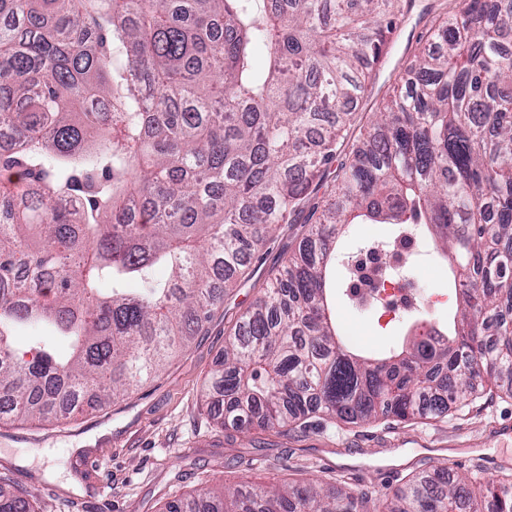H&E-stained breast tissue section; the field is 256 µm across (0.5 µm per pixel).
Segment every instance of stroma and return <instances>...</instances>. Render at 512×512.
<instances>
[{
  "label": "stroma",
  "mask_w": 512,
  "mask_h": 512,
  "mask_svg": "<svg viewBox=\"0 0 512 512\" xmlns=\"http://www.w3.org/2000/svg\"><path fill=\"white\" fill-rule=\"evenodd\" d=\"M441 0H414L397 19V37L384 67L355 110L367 124L417 52L419 39L439 13ZM283 224L272 232L212 321L190 348L175 355L153 380L109 406L84 408L59 426L0 422V481L16 485L36 512H160L172 499L200 487L263 485L344 475L353 491L392 493L405 477L447 466L458 471L512 472V436L494 428L512 422V398L485 396L438 420L388 417L364 425H338L319 415L306 427L278 434L256 426L235 430L212 419L210 376L232 325L264 294L288 258V246L304 232ZM411 278L426 295L443 299L434 310L398 313L392 321L347 298L348 280L334 290L340 326L354 327L357 349L381 354L399 348L413 324L446 323L455 307L448 266L434 251L424 225H416Z\"/></svg>",
  "instance_id": "stroma-1"
}]
</instances>
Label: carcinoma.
<instances>
[{"label":"carcinoma","instance_id":"cac0c4a2","mask_svg":"<svg viewBox=\"0 0 512 512\" xmlns=\"http://www.w3.org/2000/svg\"><path fill=\"white\" fill-rule=\"evenodd\" d=\"M411 5L0 0L1 420L59 423L80 400L131 394L188 348L268 235L302 223L225 341L217 423L442 420L485 390L512 397V0H450L355 137L353 106ZM352 224L391 225L390 246L431 226L457 266L453 331L383 359L343 345L328 274ZM34 323L71 339L69 356L19 357L12 330ZM0 512L31 507L0 485ZM166 512H512V473L435 468L385 498L314 479L201 488Z\"/></svg>","mask_w":512,"mask_h":512}]
</instances>
